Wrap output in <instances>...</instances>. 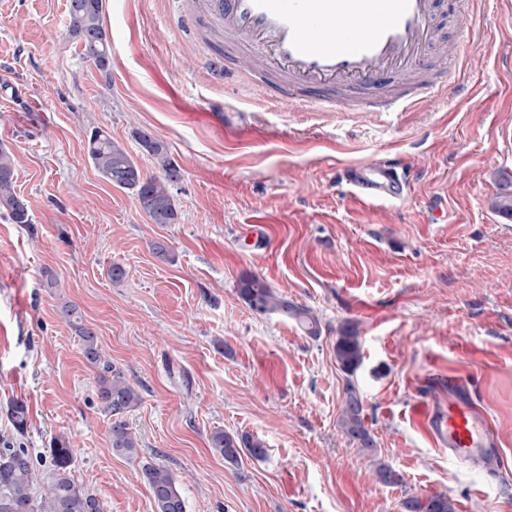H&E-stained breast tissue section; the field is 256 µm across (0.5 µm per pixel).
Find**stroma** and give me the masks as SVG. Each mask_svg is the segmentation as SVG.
Masks as SVG:
<instances>
[{
    "mask_svg": "<svg viewBox=\"0 0 512 512\" xmlns=\"http://www.w3.org/2000/svg\"><path fill=\"white\" fill-rule=\"evenodd\" d=\"M67 3L0 0V144L32 217L0 213V435L44 467L66 441L106 512H155L147 464L173 473L186 512H402L403 499L438 494L455 512H512V223L489 208L498 174H512V0H488L474 45L439 9L459 65L447 98L412 112L287 107L215 81L203 61L224 44L171 25L181 0H104L102 71L82 59ZM97 128L147 175L158 166L136 131L168 146L183 170L178 223H150L98 176L86 154ZM396 159L410 175L402 202H362L340 178ZM246 274L309 309L318 335L252 311ZM64 301L141 395L125 415L135 455L111 448ZM345 323L363 349L351 378L334 358ZM452 376L492 424L495 478L450 460L421 423L447 405ZM349 381L371 455L338 425ZM15 401L28 408L20 436ZM217 430L266 453L226 462L210 447ZM379 459L400 485L375 479Z\"/></svg>",
    "mask_w": 512,
    "mask_h": 512,
    "instance_id": "1",
    "label": "stroma"
}]
</instances>
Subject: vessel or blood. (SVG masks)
<instances>
[{
	"label": "vessel or blood",
	"instance_id": "obj_1",
	"mask_svg": "<svg viewBox=\"0 0 512 512\" xmlns=\"http://www.w3.org/2000/svg\"><path fill=\"white\" fill-rule=\"evenodd\" d=\"M209 24L275 76L276 97L325 112H404L445 98L446 73L409 81L439 39L436 0H198L181 12L184 30ZM343 179L367 202H399L406 173L386 162L344 169ZM430 429L456 461L490 467L488 420L471 402L449 400L432 412Z\"/></svg>",
	"mask_w": 512,
	"mask_h": 512
}]
</instances>
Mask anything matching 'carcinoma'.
I'll return each instance as SVG.
<instances>
[{
  "label": "carcinoma",
  "instance_id": "obj_1",
  "mask_svg": "<svg viewBox=\"0 0 512 512\" xmlns=\"http://www.w3.org/2000/svg\"><path fill=\"white\" fill-rule=\"evenodd\" d=\"M69 33L79 42L82 57L103 70L109 64V46L103 27V0H68ZM143 149L161 169L158 176H143L129 153L101 130L91 132L87 142V156L94 170L110 184L131 191L139 207L155 224L178 223V212L171 186L181 177L179 166L168 154L166 144L147 131L138 134ZM491 209L504 220L512 221V175L501 173L499 192ZM0 210L7 213L14 224H29L31 216L27 204L14 189V161L12 154L0 146ZM239 294L250 309L260 313H276L293 319L311 336L319 333L317 320L309 311L278 295L267 282L255 275H245L239 283ZM59 315L80 339L86 361L97 371V400L102 411L112 417L110 440L113 450L120 454H136L137 441L124 420V414L140 401L135 386L122 370L103 357L98 348L96 333L83 323L79 307L66 302ZM336 364L347 375L356 373L362 362L358 329L346 323L339 329L334 347ZM10 418L16 432L27 429L28 413L21 402L10 405ZM340 425L349 442L364 452L372 453L374 438L363 421V400L355 385L347 383L340 416ZM211 448L224 460H238L244 448L254 458L265 455L262 444L248 438H236L224 431H215L210 437ZM50 455V472H40L27 449L17 447L8 436L0 438V512H105L104 503L87 490L71 474L72 448L63 440L55 442ZM376 478L388 485H398L402 475L392 466L381 462L374 470ZM149 487L156 512H186V502L174 475L159 465H147L142 470ZM45 484L42 493H36L39 484ZM404 512H454L446 495L427 498L410 497L403 501Z\"/></svg>",
  "mask_w": 512,
  "mask_h": 512
}]
</instances>
